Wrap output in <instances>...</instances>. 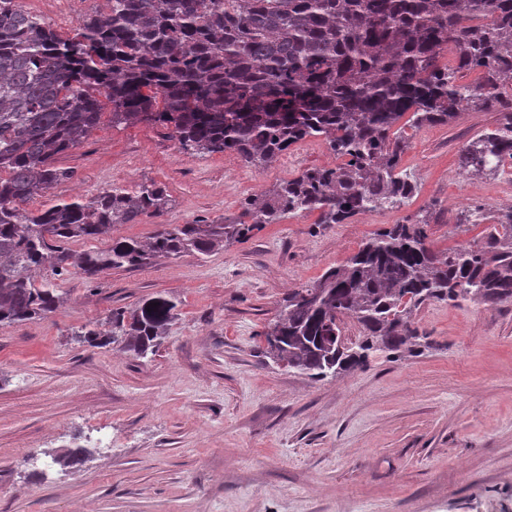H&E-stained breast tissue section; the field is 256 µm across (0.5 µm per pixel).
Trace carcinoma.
<instances>
[{
	"instance_id": "cac0c4a2",
	"label": "carcinoma",
	"mask_w": 512,
	"mask_h": 512,
	"mask_svg": "<svg viewBox=\"0 0 512 512\" xmlns=\"http://www.w3.org/2000/svg\"><path fill=\"white\" fill-rule=\"evenodd\" d=\"M455 53V65L441 62ZM482 73L475 84L459 74ZM512 0H106L105 10L58 34L17 0H0V325L41 319L61 302L56 281L89 282L123 267L208 256L285 217L317 211L346 224L403 205L417 183L399 170L412 123L447 125L499 107V124L461 151L471 173L512 164ZM170 131L198 154L235 152L267 165L321 138L345 163L309 168L243 203L240 218L165 224L152 238H118L70 262L72 241H97L173 206L153 182L49 199L71 180L55 157L103 119ZM428 221L377 233L310 285L295 288L264 332L274 362L313 380L335 379L381 346L414 345V313L428 301L512 300V209L483 240L447 254ZM49 274L38 281L36 271ZM158 306H153V303ZM163 295L112 310L81 331L91 345L154 352L176 315ZM360 336L336 343V322Z\"/></svg>"
}]
</instances>
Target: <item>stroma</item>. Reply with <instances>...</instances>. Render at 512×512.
<instances>
[{
  "label": "stroma",
  "instance_id": "1",
  "mask_svg": "<svg viewBox=\"0 0 512 512\" xmlns=\"http://www.w3.org/2000/svg\"><path fill=\"white\" fill-rule=\"evenodd\" d=\"M59 34L101 0H23ZM493 111L447 125L401 120L402 170L416 194L380 221L285 218L200 259L71 275L42 319L0 326V512H512V301H432L415 312L416 346L371 353L315 381L267 357L263 333L291 289L394 224L427 220L444 253L512 209L503 174L459 167L462 147L493 129ZM92 196L153 181L174 206L116 237L233 216L259 176L264 188L336 166L309 138L280 168L179 148L167 130L103 123L63 155ZM163 294L179 306L156 353L93 347L78 336L113 308ZM86 451L64 464L72 448Z\"/></svg>",
  "mask_w": 512,
  "mask_h": 512
}]
</instances>
